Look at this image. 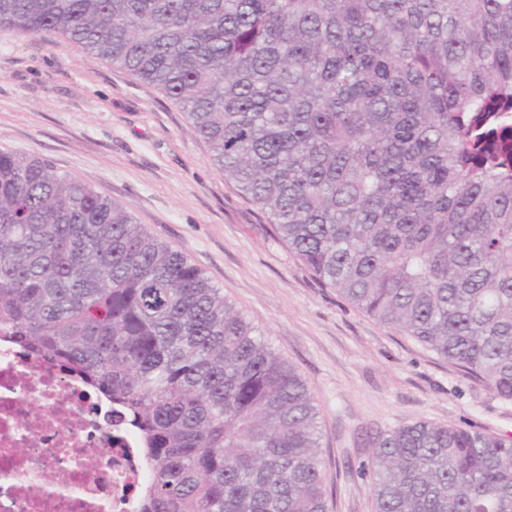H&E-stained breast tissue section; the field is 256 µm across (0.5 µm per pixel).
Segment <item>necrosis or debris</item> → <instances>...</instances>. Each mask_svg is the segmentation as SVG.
Here are the masks:
<instances>
[{"instance_id": "necrosis-or-debris-1", "label": "necrosis or debris", "mask_w": 512, "mask_h": 512, "mask_svg": "<svg viewBox=\"0 0 512 512\" xmlns=\"http://www.w3.org/2000/svg\"><path fill=\"white\" fill-rule=\"evenodd\" d=\"M50 364L0 343V512H140L133 433Z\"/></svg>"}]
</instances>
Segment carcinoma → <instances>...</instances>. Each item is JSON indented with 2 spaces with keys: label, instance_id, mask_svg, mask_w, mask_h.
I'll return each mask as SVG.
<instances>
[{
  "label": "carcinoma",
  "instance_id": "cac0c4a2",
  "mask_svg": "<svg viewBox=\"0 0 512 512\" xmlns=\"http://www.w3.org/2000/svg\"><path fill=\"white\" fill-rule=\"evenodd\" d=\"M187 112L322 282L512 401V0H0ZM0 339L138 434L141 512H331L307 381L182 253L0 150ZM374 512H512V439L372 440Z\"/></svg>",
  "mask_w": 512,
  "mask_h": 512
}]
</instances>
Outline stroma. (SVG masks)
Masks as SVG:
<instances>
[{"mask_svg": "<svg viewBox=\"0 0 512 512\" xmlns=\"http://www.w3.org/2000/svg\"><path fill=\"white\" fill-rule=\"evenodd\" d=\"M1 149L118 203L296 367L320 412L333 512H373L367 465L380 432L428 420L512 437V401L319 280L154 86L56 33L0 30Z\"/></svg>", "mask_w": 512, "mask_h": 512, "instance_id": "1", "label": "stroma"}]
</instances>
